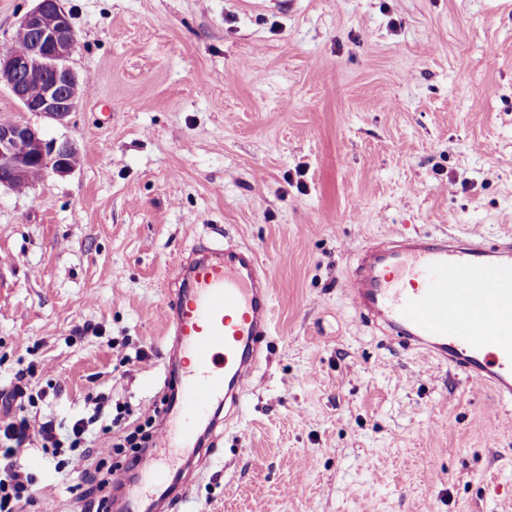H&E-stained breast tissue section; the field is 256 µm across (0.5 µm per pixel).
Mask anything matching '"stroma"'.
<instances>
[{"mask_svg":"<svg viewBox=\"0 0 512 512\" xmlns=\"http://www.w3.org/2000/svg\"><path fill=\"white\" fill-rule=\"evenodd\" d=\"M63 6L88 84L69 123L0 88V119L80 149L66 175L0 187V391L33 361L60 383L38 416L90 393L130 431L166 409L162 286L219 231L271 267L274 332L211 469H172L184 512H512V402L343 292L393 233L512 236V0ZM34 474L23 512H83L75 477Z\"/></svg>","mask_w":512,"mask_h":512,"instance_id":"35a3bbf8","label":"stroma"}]
</instances>
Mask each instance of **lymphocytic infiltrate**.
I'll use <instances>...</instances> for the list:
<instances>
[{
    "label": "lymphocytic infiltrate",
    "instance_id": "lymphocytic-infiltrate-1",
    "mask_svg": "<svg viewBox=\"0 0 512 512\" xmlns=\"http://www.w3.org/2000/svg\"><path fill=\"white\" fill-rule=\"evenodd\" d=\"M48 387L42 386L37 364H29L15 373L6 395L9 410L0 418V512H20L25 505L34 503L35 480L21 464V447L40 440L55 469L81 478H88L89 466L94 459L111 457L113 444L107 436L119 427L120 417L105 412L104 396H97L92 414H79L64 421L46 417L36 421L29 415L49 396Z\"/></svg>",
    "mask_w": 512,
    "mask_h": 512
}]
</instances>
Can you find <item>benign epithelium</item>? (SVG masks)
<instances>
[{"label":"benign epithelium","mask_w":512,"mask_h":512,"mask_svg":"<svg viewBox=\"0 0 512 512\" xmlns=\"http://www.w3.org/2000/svg\"><path fill=\"white\" fill-rule=\"evenodd\" d=\"M21 18L9 48H0V85L26 112L66 123L85 95L83 81L70 66L77 38L63 0H35ZM27 45L18 48V38ZM80 154L69 140L43 138L28 121H0V186L29 189L51 174L76 168Z\"/></svg>","instance_id":"1"}]
</instances>
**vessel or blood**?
Listing matches in <instances>:
<instances>
[{"label":"vessel or blood","mask_w":512,"mask_h":512,"mask_svg":"<svg viewBox=\"0 0 512 512\" xmlns=\"http://www.w3.org/2000/svg\"><path fill=\"white\" fill-rule=\"evenodd\" d=\"M178 289H165L166 333L180 364L174 398L155 445L161 453L141 496L166 484L168 469L188 455L198 472L212 464L199 431L213 404L238 406L248 391L262 341L272 331V273L249 247L209 246L177 265ZM512 288V238L487 243L443 232L390 235L360 253L344 281L356 314L470 384L512 400V315L496 286Z\"/></svg>","instance_id":"obj_1"}]
</instances>
